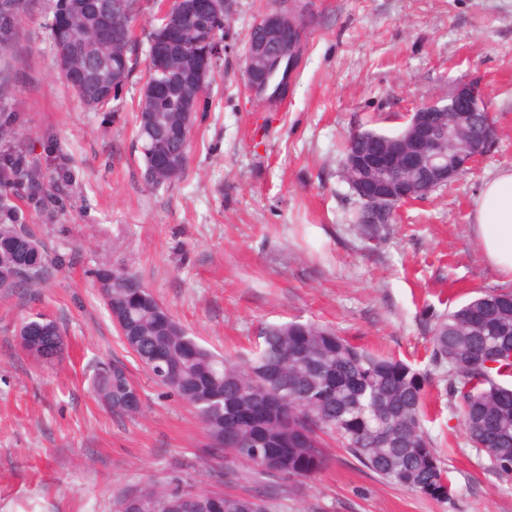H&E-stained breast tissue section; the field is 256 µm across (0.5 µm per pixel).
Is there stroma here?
Instances as JSON below:
<instances>
[{"mask_svg":"<svg viewBox=\"0 0 512 512\" xmlns=\"http://www.w3.org/2000/svg\"><path fill=\"white\" fill-rule=\"evenodd\" d=\"M286 0H225L221 57L197 112L185 170L146 187L136 140L144 77L92 111L55 68L53 0H14L0 31V163L36 170L41 192L0 184L55 265L0 294V512H113L148 481L261 495L265 480L219 477L191 407L126 351L99 295L105 262L135 273L202 344L247 353L257 328L316 321L427 372V429L450 471L440 502L386 483L340 448L312 478L282 486L271 512H512L464 435L428 350L433 316L505 281L469 228L483 181L512 166V0H308L312 22L288 97L245 87L253 25ZM475 85L499 132L475 171L408 204L379 244L359 234L342 178L356 130L401 131L422 102ZM43 313L67 334L59 364L25 354L21 322ZM119 359L140 386L136 418L100 409L91 379Z\"/></svg>","mask_w":512,"mask_h":512,"instance_id":"35a3bbf8","label":"stroma"}]
</instances>
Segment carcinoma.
<instances>
[{
	"instance_id": "1",
	"label": "carcinoma",
	"mask_w": 512,
	"mask_h": 512,
	"mask_svg": "<svg viewBox=\"0 0 512 512\" xmlns=\"http://www.w3.org/2000/svg\"><path fill=\"white\" fill-rule=\"evenodd\" d=\"M138 0H56L51 33L65 42L72 63L112 69V50L97 40L112 25V41L134 53L133 22ZM186 40L171 52L170 97L139 102L137 139L143 148L173 156L175 167L160 174L142 153V179L158 188L183 173L191 119L180 101L198 87L196 54L212 49L224 17L185 21ZM31 183L24 165L0 167V181ZM19 269L0 282L9 291L45 278L52 268L47 251L32 243L20 215L0 196V269ZM95 278L118 332L140 362L163 368L159 385L191 405L202 423L209 461L239 479L258 475L298 479L315 475L328 461L330 443L345 449L387 483L434 500H445L452 483L426 430L427 373L412 364L351 343L316 322L267 325L250 356L232 360L197 342L170 311L149 297L128 270L103 264ZM431 361L446 370L445 393L473 447L490 469L512 477V292L492 290L434 318ZM110 379L96 374L92 389L107 408L135 385L128 366L113 361ZM117 503L116 512H270L268 499L196 489L190 484H145Z\"/></svg>"
}]
</instances>
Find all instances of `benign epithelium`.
Wrapping results in <instances>:
<instances>
[{
    "mask_svg": "<svg viewBox=\"0 0 512 512\" xmlns=\"http://www.w3.org/2000/svg\"><path fill=\"white\" fill-rule=\"evenodd\" d=\"M224 12V0H170L161 12L157 29L164 37L149 43L146 67L157 74L143 85L142 99L153 100L164 95L166 86L158 74L168 66L167 46L183 37L178 14L189 17L215 16ZM310 24L303 12L285 14L272 11L263 15L254 25L257 37L250 38L244 53L245 85L249 92L270 103L286 98L293 79L304 57L303 32ZM69 50L58 49V70L80 92L88 108H102L111 97H119L132 77L123 72L109 77L93 69H72ZM485 117L479 142L460 139V133L469 117ZM407 129L419 139L421 150L412 151L402 140H397L389 156V168L383 169L377 159L385 149L377 140L365 139V148L345 163V170L366 171L368 175L350 182L361 203L371 212L368 223L391 224L399 208L420 198L426 190H436L455 178L473 170L497 138L498 130L491 113L481 99L477 87L465 84L448 95V100L425 102L410 115ZM413 168L414 178L398 177L391 169Z\"/></svg>",
    "mask_w": 512,
    "mask_h": 512,
    "instance_id": "obj_1",
    "label": "benign epithelium"
}]
</instances>
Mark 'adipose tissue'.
<instances>
[{
	"mask_svg": "<svg viewBox=\"0 0 512 512\" xmlns=\"http://www.w3.org/2000/svg\"><path fill=\"white\" fill-rule=\"evenodd\" d=\"M470 220L485 260L512 280V168L485 180Z\"/></svg>",
	"mask_w": 512,
	"mask_h": 512,
	"instance_id": "obj_1",
	"label": "adipose tissue"
}]
</instances>
